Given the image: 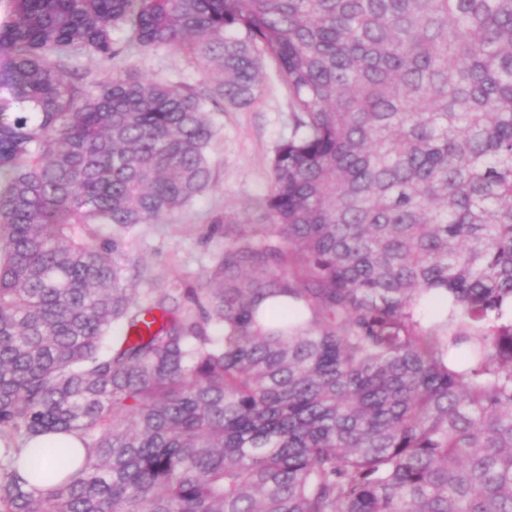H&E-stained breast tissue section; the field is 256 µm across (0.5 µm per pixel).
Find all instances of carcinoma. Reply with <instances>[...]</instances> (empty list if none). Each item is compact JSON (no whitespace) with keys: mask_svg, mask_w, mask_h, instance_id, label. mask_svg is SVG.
<instances>
[{"mask_svg":"<svg viewBox=\"0 0 512 512\" xmlns=\"http://www.w3.org/2000/svg\"><path fill=\"white\" fill-rule=\"evenodd\" d=\"M7 7L0 512H512V0ZM159 48L210 83L69 76ZM266 58L269 223L138 299L97 227L209 189L210 106L252 107ZM59 433L79 466L42 488L23 446Z\"/></svg>","mask_w":512,"mask_h":512,"instance_id":"cac0c4a2","label":"carcinoma"}]
</instances>
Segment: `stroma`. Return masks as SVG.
Instances as JSON below:
<instances>
[{
  "mask_svg": "<svg viewBox=\"0 0 512 512\" xmlns=\"http://www.w3.org/2000/svg\"><path fill=\"white\" fill-rule=\"evenodd\" d=\"M130 62L156 79L191 86L208 82L192 58L165 48L134 53ZM214 120L210 190L165 223L139 224L119 233L102 229L117 236L134 287H204L215 255L265 221L261 201L270 184V160L294 128L288 92L273 66L265 65L262 94L251 108L218 111Z\"/></svg>",
  "mask_w": 512,
  "mask_h": 512,
  "instance_id": "stroma-1",
  "label": "stroma"
}]
</instances>
